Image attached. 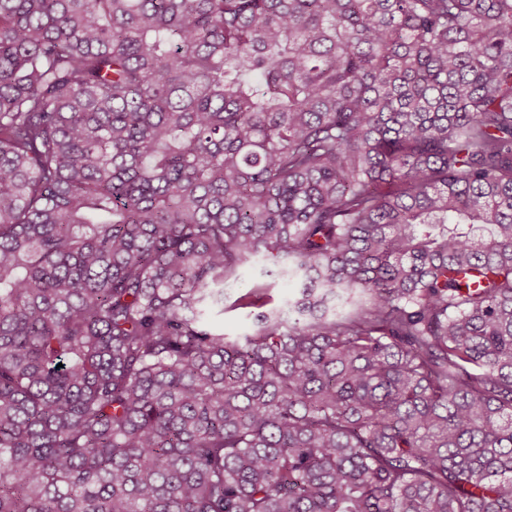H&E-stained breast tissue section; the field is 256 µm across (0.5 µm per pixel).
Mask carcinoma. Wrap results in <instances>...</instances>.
Instances as JSON below:
<instances>
[{
    "mask_svg": "<svg viewBox=\"0 0 512 512\" xmlns=\"http://www.w3.org/2000/svg\"><path fill=\"white\" fill-rule=\"evenodd\" d=\"M0 512H512V0H0ZM249 309H224V315L219 318L224 325V334L227 336H240L250 329Z\"/></svg>",
    "mask_w": 512,
    "mask_h": 512,
    "instance_id": "carcinoma-1",
    "label": "carcinoma"
}]
</instances>
